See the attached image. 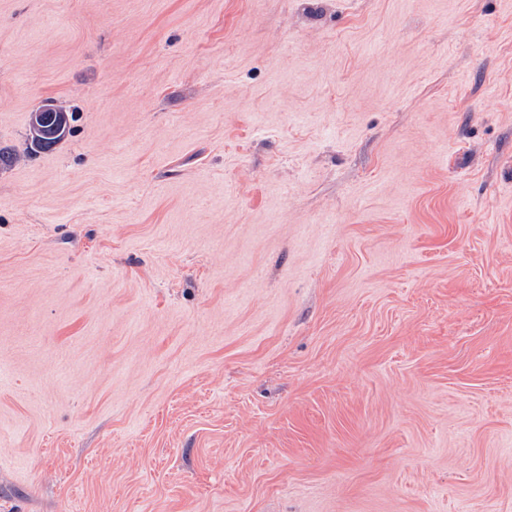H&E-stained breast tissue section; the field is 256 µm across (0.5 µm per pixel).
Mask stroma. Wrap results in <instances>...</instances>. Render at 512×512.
I'll list each match as a JSON object with an SVG mask.
<instances>
[{
	"instance_id": "1",
	"label": "stroma",
	"mask_w": 512,
	"mask_h": 512,
	"mask_svg": "<svg viewBox=\"0 0 512 512\" xmlns=\"http://www.w3.org/2000/svg\"><path fill=\"white\" fill-rule=\"evenodd\" d=\"M0 148V512H512V0H0Z\"/></svg>"
}]
</instances>
